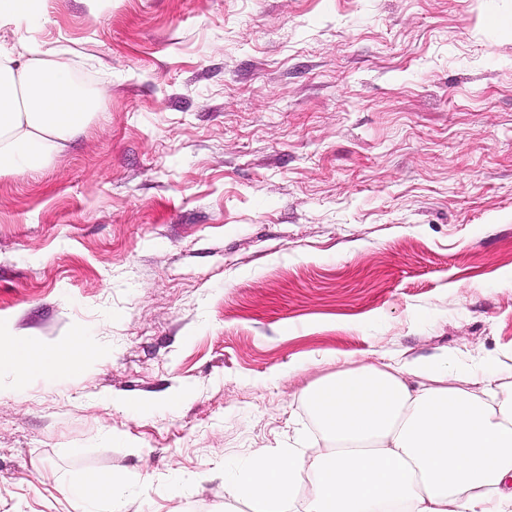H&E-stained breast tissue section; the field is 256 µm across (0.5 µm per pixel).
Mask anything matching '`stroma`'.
<instances>
[{"label": "stroma", "instance_id": "35a3bbf8", "mask_svg": "<svg viewBox=\"0 0 512 512\" xmlns=\"http://www.w3.org/2000/svg\"><path fill=\"white\" fill-rule=\"evenodd\" d=\"M37 36L105 105L0 179V335L95 355L0 371V512L89 472L225 512L337 367L512 355V0H48Z\"/></svg>", "mask_w": 512, "mask_h": 512}]
</instances>
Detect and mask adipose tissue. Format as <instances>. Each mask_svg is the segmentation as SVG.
I'll return each instance as SVG.
<instances>
[{
	"label": "adipose tissue",
	"instance_id": "adipose-tissue-1",
	"mask_svg": "<svg viewBox=\"0 0 512 512\" xmlns=\"http://www.w3.org/2000/svg\"><path fill=\"white\" fill-rule=\"evenodd\" d=\"M46 4L0 0V29L28 32L21 51L0 47V177L49 165L103 107L35 37ZM89 354L82 329L57 351L0 336V370L21 377L77 370ZM467 364L445 351L312 383L302 399L321 447L296 435L239 468L231 499L247 497L251 512H512V391ZM124 488L122 477L94 473L64 493L78 512H124Z\"/></svg>",
	"mask_w": 512,
	"mask_h": 512
}]
</instances>
